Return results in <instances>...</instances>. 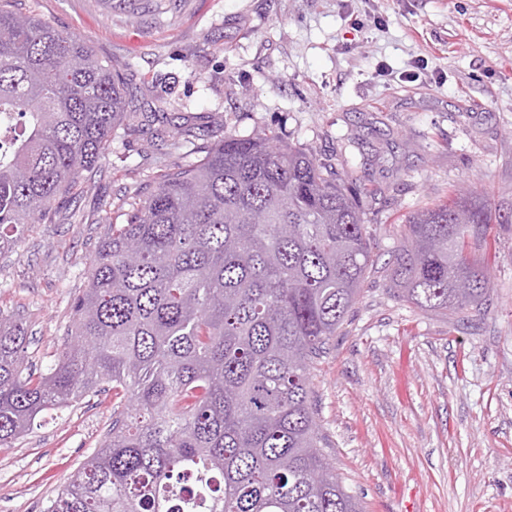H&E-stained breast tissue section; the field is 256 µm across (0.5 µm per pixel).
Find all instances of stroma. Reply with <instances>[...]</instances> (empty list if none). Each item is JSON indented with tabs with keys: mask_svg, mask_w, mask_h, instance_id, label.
I'll use <instances>...</instances> for the list:
<instances>
[{
	"mask_svg": "<svg viewBox=\"0 0 512 512\" xmlns=\"http://www.w3.org/2000/svg\"><path fill=\"white\" fill-rule=\"evenodd\" d=\"M19 6L119 67L141 113L188 116L196 146L273 135L367 188L378 264L313 371L326 451L364 512H512V0ZM196 159L116 131L106 173L0 255V313L23 320L33 367L64 350L104 218L122 223L136 190ZM457 188L498 217L495 293L464 320L399 300L382 267L404 215ZM111 426L108 392L39 416L0 448V512H46Z\"/></svg>",
	"mask_w": 512,
	"mask_h": 512,
	"instance_id": "1",
	"label": "stroma"
}]
</instances>
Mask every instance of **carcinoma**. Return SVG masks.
<instances>
[{
  "instance_id": "obj_1",
  "label": "carcinoma",
  "mask_w": 512,
  "mask_h": 512,
  "mask_svg": "<svg viewBox=\"0 0 512 512\" xmlns=\"http://www.w3.org/2000/svg\"><path fill=\"white\" fill-rule=\"evenodd\" d=\"M137 102L84 40L0 0V252L102 173L116 128L140 134ZM361 195L312 154L231 133L104 222L47 372L0 315L1 448L112 387L111 432L47 512H361L310 388L373 265ZM496 220L472 191L410 214L389 288L426 313L481 312Z\"/></svg>"
}]
</instances>
